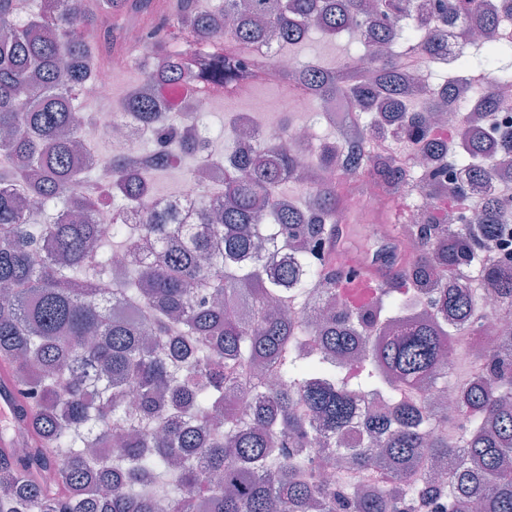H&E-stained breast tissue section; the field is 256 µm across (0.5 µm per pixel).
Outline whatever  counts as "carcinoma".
Segmentation results:
<instances>
[{"instance_id":"carcinoma-1","label":"carcinoma","mask_w":512,"mask_h":512,"mask_svg":"<svg viewBox=\"0 0 512 512\" xmlns=\"http://www.w3.org/2000/svg\"><path fill=\"white\" fill-rule=\"evenodd\" d=\"M0 0V362L22 402L29 434L0 448V512H512V331L484 347L481 288L512 314V257L483 262L509 216L512 184L499 198L472 185L512 162V127L496 123L493 87L512 85V36H495L512 0H435L420 24L411 0ZM162 18L175 49L153 36L161 85L232 96L262 81L251 46L269 34L286 50L311 30L356 35L361 54L335 67L295 62L281 81L336 99L369 117L322 143L318 166L376 185L394 198L429 189L475 200L479 222L403 224L418 255L398 268L408 287L386 283L365 306L336 309L331 225L348 198L299 170L288 137L247 135L224 158V202L185 214L125 209L152 196L154 176L190 157L187 174L215 163L188 112L133 86L121 105L138 111L156 153L112 156L101 175L75 160L100 133V113L79 112L74 93L121 45L126 23ZM457 37L480 30L455 74L407 97L403 70L438 55L448 23ZM463 111L455 144L435 138L428 114ZM413 143L434 162L416 177L372 142ZM470 182L444 180L448 163ZM310 185L296 200L281 186ZM112 207V223L91 216ZM55 210L46 224L28 212ZM137 237L146 251L119 270L113 254ZM329 316L314 352L298 308L311 289ZM368 345L347 370L356 336ZM468 345L476 366L459 382L458 423L421 419L442 355ZM248 385L247 413L232 395ZM379 410L356 418L359 394ZM333 448L345 467L327 481L316 460ZM444 462L448 480L422 476L423 458ZM56 475L54 483L44 473Z\"/></svg>"}]
</instances>
